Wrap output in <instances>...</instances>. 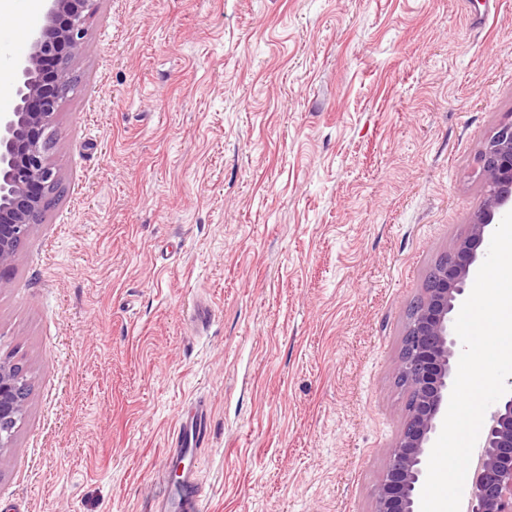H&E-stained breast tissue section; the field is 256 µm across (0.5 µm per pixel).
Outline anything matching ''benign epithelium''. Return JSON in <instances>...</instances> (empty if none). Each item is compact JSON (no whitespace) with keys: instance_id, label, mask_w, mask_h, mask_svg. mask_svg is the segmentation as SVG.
<instances>
[{"instance_id":"benign-epithelium-1","label":"benign epithelium","mask_w":512,"mask_h":512,"mask_svg":"<svg viewBox=\"0 0 512 512\" xmlns=\"http://www.w3.org/2000/svg\"><path fill=\"white\" fill-rule=\"evenodd\" d=\"M42 24L15 65L12 111L0 113V288L19 260L33 227L62 192L51 159L49 129L63 100L75 89L70 64L84 45L96 0H45ZM485 188L482 208L466 237L442 255L413 303L407 351L396 371L410 388L412 405L387 455L374 512H417L433 439L443 424L455 377L457 336L453 313L467 298L477 245L494 220L512 211V115L479 152ZM27 377L12 354H0V462L29 407ZM469 512H512V394L505 396L485 427L481 460L474 471Z\"/></svg>"}]
</instances>
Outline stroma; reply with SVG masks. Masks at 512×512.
Instances as JSON below:
<instances>
[{"label": "stroma", "instance_id": "obj_1", "mask_svg": "<svg viewBox=\"0 0 512 512\" xmlns=\"http://www.w3.org/2000/svg\"><path fill=\"white\" fill-rule=\"evenodd\" d=\"M481 10L97 0L54 124L64 191L0 289L32 385L0 512H155L199 397L203 512H373L408 309L512 114V0Z\"/></svg>", "mask_w": 512, "mask_h": 512}]
</instances>
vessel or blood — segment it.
Listing matches in <instances>:
<instances>
[{
  "label": "vessel or blood",
  "instance_id": "b4317fda",
  "mask_svg": "<svg viewBox=\"0 0 512 512\" xmlns=\"http://www.w3.org/2000/svg\"><path fill=\"white\" fill-rule=\"evenodd\" d=\"M210 411L205 400H196L180 419L165 450V468L173 475L163 481L158 500L165 512H201L202 491L195 477L193 460L208 439Z\"/></svg>",
  "mask_w": 512,
  "mask_h": 512
}]
</instances>
